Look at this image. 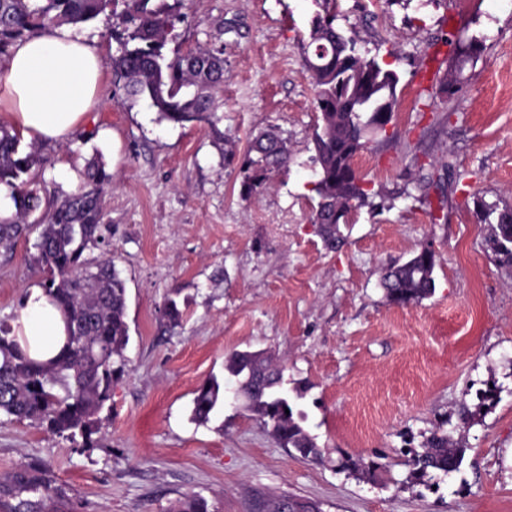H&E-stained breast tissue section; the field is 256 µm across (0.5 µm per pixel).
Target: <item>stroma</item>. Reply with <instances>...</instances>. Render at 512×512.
<instances>
[{
  "instance_id": "obj_1",
  "label": "stroma",
  "mask_w": 512,
  "mask_h": 512,
  "mask_svg": "<svg viewBox=\"0 0 512 512\" xmlns=\"http://www.w3.org/2000/svg\"><path fill=\"white\" fill-rule=\"evenodd\" d=\"M322 0H186L174 47L224 51L216 128L158 122L115 97L106 35L97 102L63 143H43L44 177L63 192L99 157L112 175L104 246L125 281L128 366L89 440L0 416V475L34 460L68 497L67 512H169L188 495L209 512H252L285 494L323 512H512V271L488 247L481 203H512V6L504 0H336V26L400 75L389 131L354 160L383 209L352 212L328 249L311 217L314 91L302 41ZM483 46L458 97L417 105L423 71L445 72L447 32ZM287 138L288 166L242 198L239 156L253 135ZM238 157L224 159V143ZM36 236L0 256V325L19 319L43 274ZM436 288L399 307L382 272L422 245ZM175 299L179 327L161 309ZM266 349L304 393L296 407L321 451L282 448L247 412L193 421V399L223 377L228 354ZM464 456L451 476L412 472L409 449L435 427Z\"/></svg>"
}]
</instances>
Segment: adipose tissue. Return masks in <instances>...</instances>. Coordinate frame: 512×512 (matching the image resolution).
<instances>
[{
	"label": "adipose tissue",
	"instance_id": "adipose-tissue-1",
	"mask_svg": "<svg viewBox=\"0 0 512 512\" xmlns=\"http://www.w3.org/2000/svg\"><path fill=\"white\" fill-rule=\"evenodd\" d=\"M100 76L97 47L68 28L22 40L0 64V120L30 141H66L95 105ZM15 334L39 361L61 349L62 316L43 289L30 291Z\"/></svg>",
	"mask_w": 512,
	"mask_h": 512
}]
</instances>
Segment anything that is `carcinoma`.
Returning <instances> with one entry per match:
<instances>
[{
  "instance_id": "carcinoma-1",
  "label": "carcinoma",
  "mask_w": 512,
  "mask_h": 512,
  "mask_svg": "<svg viewBox=\"0 0 512 512\" xmlns=\"http://www.w3.org/2000/svg\"><path fill=\"white\" fill-rule=\"evenodd\" d=\"M336 0H323L302 43L303 61L314 88L318 112L313 133L314 191L319 201L311 223L320 227L326 245L340 243L339 225L347 215L367 207H384L385 197L371 193L355 169V156L368 148L371 137L384 131L383 118H393L398 105L399 74L361 51L356 33L345 35L335 25ZM184 0H0V59L12 54L16 43L45 30L69 24L87 25L112 12L114 84L121 103L144 101L169 124L218 122L223 103L217 93L224 84V52L198 46L168 50ZM453 62L436 83L419 92V100L450 99L463 90V65L481 51L473 42L462 45L450 33ZM288 140L274 132L256 136L244 154L245 173L240 194L247 199L266 182L268 173L288 164ZM47 159L39 145L21 144L19 134L0 124V185L8 187L14 211L0 216V252L9 253L34 225L40 228L34 260L46 273L43 290L60 310L65 340L58 355L47 362L22 350L12 330L0 327V414L19 422L75 438L88 436L98 415L112 398V384L123 375L130 341L126 321V288L112 259L91 265L85 251L104 243L103 200L112 174L94 158L80 173L74 193L56 200L37 175ZM380 201H375V198ZM491 226L490 249L499 264L512 268V205H481ZM437 257L421 246L403 262L390 266L381 278L386 297L395 305H417L435 290ZM172 330L182 311L170 298L162 309ZM228 377H212L198 389L192 415L200 423L225 407L230 399L246 397L245 411L270 427L282 447L304 458L316 459L320 449L295 411L297 387L285 378L272 354L250 357L236 351L224 363ZM463 459V448L436 427L413 453L411 464L424 476L448 477ZM65 492L38 461L0 476V512H60ZM287 495L260 498L254 512H281ZM172 512H209L205 499L186 496Z\"/></svg>"
}]
</instances>
